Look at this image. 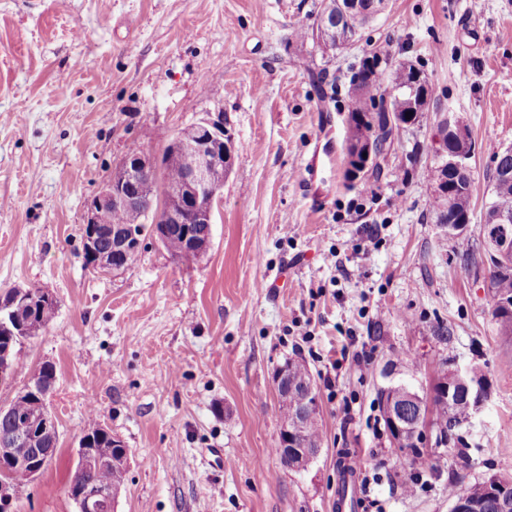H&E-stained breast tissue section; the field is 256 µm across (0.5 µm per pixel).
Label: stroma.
Masks as SVG:
<instances>
[{"label": "stroma", "mask_w": 512, "mask_h": 512, "mask_svg": "<svg viewBox=\"0 0 512 512\" xmlns=\"http://www.w3.org/2000/svg\"><path fill=\"white\" fill-rule=\"evenodd\" d=\"M320 6L0 0V291L56 298L0 387L5 407L37 365L55 366L58 449L16 512H77L67 488L92 416L129 450L114 512H336L341 455L369 483L360 512H449L451 485L512 476V338L436 223L424 174L440 113L460 117L474 144L467 235L482 247L495 160L512 146V0H386L333 53L308 35ZM374 51L422 64L437 102L379 178L350 189L347 102L323 103L318 77L343 94ZM218 111L236 153L208 251L181 259L149 239L133 267H86V204L125 153H160ZM317 150L338 157L320 201L303 186ZM277 271L281 287L255 288ZM440 322L451 340L434 335ZM289 359L309 365L320 400L322 451L304 471L273 453V373ZM451 365L488 381L472 424L420 458L393 447L379 388L424 392Z\"/></svg>", "instance_id": "stroma-1"}]
</instances>
